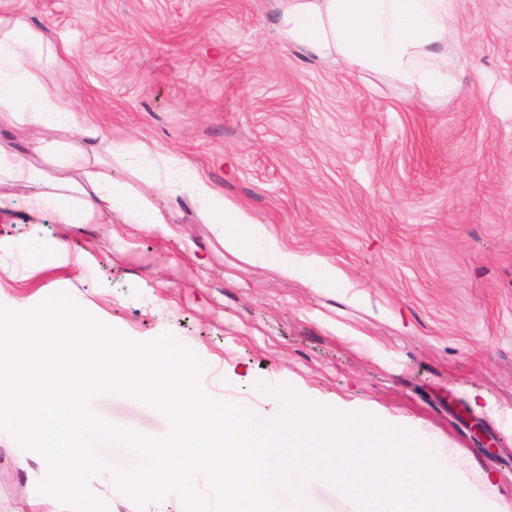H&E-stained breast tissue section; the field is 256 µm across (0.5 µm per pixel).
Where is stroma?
I'll return each mask as SVG.
<instances>
[{"label": "stroma", "instance_id": "35a3bbf8", "mask_svg": "<svg viewBox=\"0 0 512 512\" xmlns=\"http://www.w3.org/2000/svg\"><path fill=\"white\" fill-rule=\"evenodd\" d=\"M280 0H0L72 47L45 74L69 97L56 130L0 119V148L47 166L44 147L106 156L114 141L195 171L247 222L341 288L225 247L195 198L131 167L112 175L155 208L61 228L0 185V305L35 306L55 282L136 340L169 332L206 364L218 399L274 411L255 378L323 406L395 422L454 458L487 512H512V0H462L465 90L429 106L399 86L275 38ZM40 242L42 267L20 251ZM66 251H59V242ZM149 435L151 408L103 400ZM38 461L0 432V512H42Z\"/></svg>", "mask_w": 512, "mask_h": 512}]
</instances>
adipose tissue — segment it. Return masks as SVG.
I'll use <instances>...</instances> for the list:
<instances>
[{
  "label": "adipose tissue",
  "mask_w": 512,
  "mask_h": 512,
  "mask_svg": "<svg viewBox=\"0 0 512 512\" xmlns=\"http://www.w3.org/2000/svg\"><path fill=\"white\" fill-rule=\"evenodd\" d=\"M460 0H282L276 26L278 40L306 54L350 70L381 75L431 104L448 103L463 94L454 50ZM73 50L25 20L0 16V116L43 129H57L73 118L69 98L50 86L44 70L62 63ZM110 160L67 152L64 163L79 180L52 181L35 164L0 153V184L29 189L37 206L54 210L59 224H86L92 218L122 214L136 224L157 219L145 197L131 193L112 177V162L139 170L151 183L166 172L170 186L190 192L208 223L217 226L225 246L248 253L261 251L282 271L299 270L317 286L335 282L333 272L297 259L273 244H262L260 225L247 223L197 174L185 167H159L140 146L112 143Z\"/></svg>",
  "instance_id": "adipose-tissue-1"
}]
</instances>
